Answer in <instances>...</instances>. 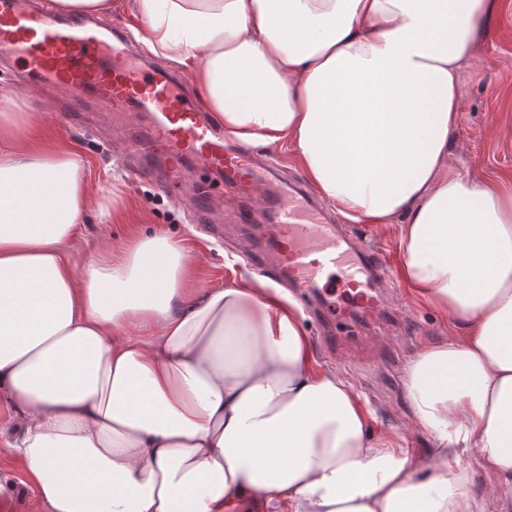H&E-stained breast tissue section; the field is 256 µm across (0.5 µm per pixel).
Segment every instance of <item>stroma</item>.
<instances>
[{"mask_svg": "<svg viewBox=\"0 0 512 512\" xmlns=\"http://www.w3.org/2000/svg\"><path fill=\"white\" fill-rule=\"evenodd\" d=\"M0 88L14 90L30 115L36 140H50L75 150L85 161V174L98 204L111 202L112 221L101 223L96 207L84 215L79 235L63 248L77 262L96 255L103 246L121 248L127 242L157 234L183 241L191 251L194 288H220L225 283L257 281L244 260L229 256L222 244L206 235L174 193L164 191L155 179L134 174L122 158V131L114 129L107 112H58L54 102L36 86L23 85L17 65L0 62ZM463 109L449 135L452 160L480 183L512 182V0H499V9L475 47L459 85ZM343 229L359 248L383 254L388 279L383 291L390 304L404 308L412 325L408 335L391 327L364 332L348 345L347 354L330 356L319 341V326L310 316L300 321L317 361L335 369L358 392L373 412V431L403 437L404 447L430 456L429 433L414 417L406 393V370L391 371L375 357L380 344L402 347L409 358L427 346L456 333L454 318L433 310L407 288L400 277L402 255L389 229L377 224L343 222ZM0 512H29L34 488L24 483L10 449L0 444Z\"/></svg>", "mask_w": 512, "mask_h": 512, "instance_id": "stroma-1", "label": "stroma"}]
</instances>
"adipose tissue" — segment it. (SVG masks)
<instances>
[{"mask_svg": "<svg viewBox=\"0 0 512 512\" xmlns=\"http://www.w3.org/2000/svg\"><path fill=\"white\" fill-rule=\"evenodd\" d=\"M496 0H138L236 141L291 148L339 213L396 225L400 276L462 338L407 395L441 463L372 433L274 288H190L154 236L74 262L90 200L71 150L27 151L0 90V399L31 512H487L460 453L512 495V187L450 161L459 74ZM461 464L468 472L471 492L476 496L485 495L495 483V477L485 468L480 452L469 449L461 455Z\"/></svg>", "mask_w": 512, "mask_h": 512, "instance_id": "adipose-tissue-1", "label": "adipose tissue"}]
</instances>
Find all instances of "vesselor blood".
Wrapping results in <instances>:
<instances>
[{
	"label": "vessel or blood",
	"instance_id": "1",
	"mask_svg": "<svg viewBox=\"0 0 512 512\" xmlns=\"http://www.w3.org/2000/svg\"><path fill=\"white\" fill-rule=\"evenodd\" d=\"M11 55L29 72L70 90L74 101H103L113 111L143 115L147 123L125 138L124 153L158 163L166 187L199 167L239 198L254 193L260 177L249 150L227 143L183 92L181 78L133 54L122 30L0 0V56ZM268 205L269 222L256 231L248 211L233 215L241 236L255 241L254 265L288 283L323 322L354 328L388 319L382 256L356 249L324 222L318 199L305 186L269 197Z\"/></svg>",
	"mask_w": 512,
	"mask_h": 512
}]
</instances>
